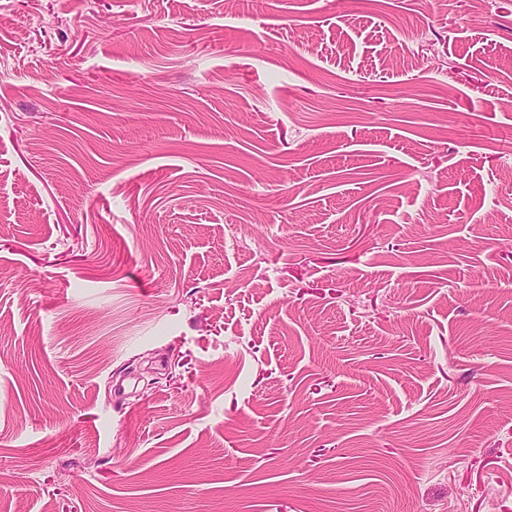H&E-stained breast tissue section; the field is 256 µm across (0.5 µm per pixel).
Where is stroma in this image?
Here are the masks:
<instances>
[{
	"label": "stroma",
	"instance_id": "stroma-1",
	"mask_svg": "<svg viewBox=\"0 0 512 512\" xmlns=\"http://www.w3.org/2000/svg\"><path fill=\"white\" fill-rule=\"evenodd\" d=\"M0 512H512V0H0Z\"/></svg>",
	"mask_w": 512,
	"mask_h": 512
}]
</instances>
